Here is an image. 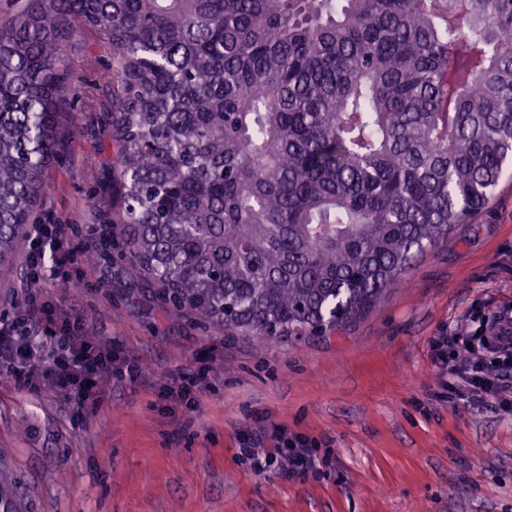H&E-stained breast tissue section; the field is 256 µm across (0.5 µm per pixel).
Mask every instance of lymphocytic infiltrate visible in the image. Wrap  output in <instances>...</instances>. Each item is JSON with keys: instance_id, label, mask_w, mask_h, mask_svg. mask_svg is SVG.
Listing matches in <instances>:
<instances>
[{"instance_id": "1", "label": "lymphocytic infiltrate", "mask_w": 512, "mask_h": 512, "mask_svg": "<svg viewBox=\"0 0 512 512\" xmlns=\"http://www.w3.org/2000/svg\"><path fill=\"white\" fill-rule=\"evenodd\" d=\"M68 230L65 224L29 225L28 264L57 276L72 258ZM459 343L464 346L460 353L455 350ZM436 351L454 376L449 393L462 385L477 399L490 396L499 407L512 408V311L484 313L468 341H460L454 331ZM0 366L18 386L37 391L49 384L80 403L99 392L107 379L138 374L111 347L90 340L79 322L61 318L53 307L32 299L13 319L0 320ZM247 441L256 449L255 464L278 459L293 475L317 471L324 462L316 440L282 427L260 429L248 434Z\"/></svg>"}]
</instances>
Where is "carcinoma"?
I'll return each mask as SVG.
<instances>
[{
    "instance_id": "cac0c4a2",
    "label": "carcinoma",
    "mask_w": 512,
    "mask_h": 512,
    "mask_svg": "<svg viewBox=\"0 0 512 512\" xmlns=\"http://www.w3.org/2000/svg\"><path fill=\"white\" fill-rule=\"evenodd\" d=\"M112 49L111 233L170 313L280 339L364 316L512 167V0H28L0 31V280Z\"/></svg>"
}]
</instances>
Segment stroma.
Here are the masks:
<instances>
[{
    "instance_id": "35a3bbf8",
    "label": "stroma",
    "mask_w": 512,
    "mask_h": 512,
    "mask_svg": "<svg viewBox=\"0 0 512 512\" xmlns=\"http://www.w3.org/2000/svg\"><path fill=\"white\" fill-rule=\"evenodd\" d=\"M63 117L82 135L63 141L37 224L78 226L67 281L38 295L87 336L137 364L84 405L53 388L15 387L0 368V512H512V412L467 392L435 344L487 311L512 309V180L472 223L415 258L405 284L346 329L294 339L227 337L191 312L171 317L128 261L82 275L96 224L112 221L106 163L110 50L89 37L68 47ZM0 280V317L30 291L24 248ZM196 379L186 399L162 385ZM279 425L317 440L328 461L289 477L256 470L246 433Z\"/></svg>"
}]
</instances>
